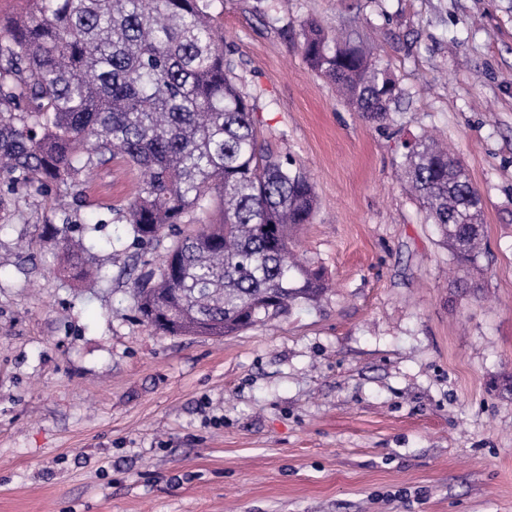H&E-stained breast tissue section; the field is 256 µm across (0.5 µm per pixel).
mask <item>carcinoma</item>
Masks as SVG:
<instances>
[{"label": "carcinoma", "mask_w": 512, "mask_h": 512, "mask_svg": "<svg viewBox=\"0 0 512 512\" xmlns=\"http://www.w3.org/2000/svg\"><path fill=\"white\" fill-rule=\"evenodd\" d=\"M220 0H20L0 16V180L79 190L119 156L144 176L126 209L136 242L174 235L133 282L140 316L171 335L224 336L317 303L328 283L298 257L294 233L318 207L309 176L265 148L257 96L224 54ZM309 66L372 122L401 90L354 39L318 22L302 32ZM403 165L449 263L476 288L485 253L477 188L461 159L423 134ZM218 208L221 220L201 216ZM65 268L88 275L90 248L64 224L47 237Z\"/></svg>", "instance_id": "cac0c4a2"}]
</instances>
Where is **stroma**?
Returning <instances> with one entry per match:
<instances>
[{
	"label": "stroma",
	"instance_id": "35a3bbf8",
	"mask_svg": "<svg viewBox=\"0 0 512 512\" xmlns=\"http://www.w3.org/2000/svg\"><path fill=\"white\" fill-rule=\"evenodd\" d=\"M358 34L404 92L384 125L317 75L300 29ZM224 48L270 147L319 208L295 248L313 307L229 335L144 323L113 251L140 187L30 191L0 226V512H512V0H224ZM452 146L481 196L477 290L401 181ZM91 238L89 285L40 237Z\"/></svg>",
	"mask_w": 512,
	"mask_h": 512
}]
</instances>
